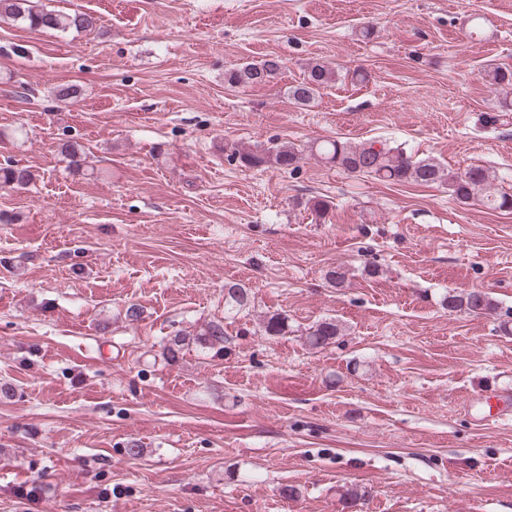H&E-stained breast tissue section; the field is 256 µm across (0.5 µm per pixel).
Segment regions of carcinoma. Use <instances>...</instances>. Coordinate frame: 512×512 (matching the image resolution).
Returning <instances> with one entry per match:
<instances>
[{"label": "carcinoma", "mask_w": 512, "mask_h": 512, "mask_svg": "<svg viewBox=\"0 0 512 512\" xmlns=\"http://www.w3.org/2000/svg\"><path fill=\"white\" fill-rule=\"evenodd\" d=\"M0 12L23 22L31 30L51 29L91 31L97 28L98 18L94 14L74 10L71 12L45 10L33 0H0ZM283 63L276 58L259 63H247L224 74V81L230 85H261L275 78ZM338 71L320 62L308 67L302 81L288 88V97L299 106H307L315 100L319 91L336 81ZM485 79L493 86L512 94V69L493 66L485 71ZM310 151L324 162L342 168L351 174L368 175L393 184L414 183L448 187L450 195L460 203H467L479 192L484 193L483 202L491 210L512 211V192L491 187L495 173L483 166H472L463 173L450 171L432 159H416L400 146L374 142L352 145L341 140H323L310 146ZM240 166L260 168L273 165L279 169L295 170L302 159L301 151L288 146L276 145L263 151L240 150L236 153ZM35 176L26 167L0 165V188L23 189ZM248 293L238 284H228L224 292V308L232 310L247 305ZM442 305L453 313L465 311L470 314H489L495 310L493 300L480 291L461 295L446 294ZM264 333L267 336L285 334L284 319L277 314L265 318ZM340 334L339 324L325 319L313 325L308 340L314 347L331 343ZM195 340L203 347L213 348L224 344V324L212 321L196 333Z\"/></svg>", "instance_id": "obj_1"}]
</instances>
